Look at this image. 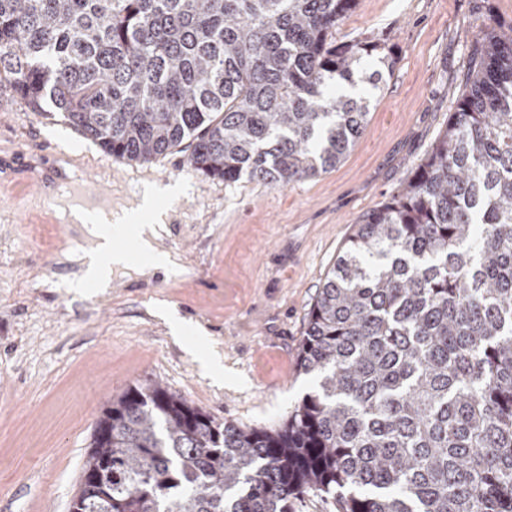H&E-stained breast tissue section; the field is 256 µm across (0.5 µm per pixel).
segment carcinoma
<instances>
[{"mask_svg":"<svg viewBox=\"0 0 512 512\" xmlns=\"http://www.w3.org/2000/svg\"><path fill=\"white\" fill-rule=\"evenodd\" d=\"M356 0H0V95L104 152L190 150L201 175L287 186L340 164L392 71L336 43ZM316 378L277 429L158 382L99 417L69 512H512V30L487 26L448 123L362 216L309 311ZM293 512H340V508L333 497L309 492L294 503Z\"/></svg>","mask_w":512,"mask_h":512,"instance_id":"cac0c4a2","label":"carcinoma"}]
</instances>
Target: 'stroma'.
<instances>
[{"label": "stroma", "instance_id": "obj_1", "mask_svg": "<svg viewBox=\"0 0 512 512\" xmlns=\"http://www.w3.org/2000/svg\"><path fill=\"white\" fill-rule=\"evenodd\" d=\"M491 23L512 26V0H357L337 41L390 35L396 66L343 162L284 188L206 178L183 152L130 163L60 114L0 112V512H67L102 409L136 383L241 427L281 424L314 385L298 354L319 284L429 150ZM148 183L180 188L154 242L172 264L136 273L135 238L116 235L132 269L78 290L90 236L71 206L99 193L118 217ZM169 310L206 337L172 336ZM209 352L219 375L196 359Z\"/></svg>", "mask_w": 512, "mask_h": 512}]
</instances>
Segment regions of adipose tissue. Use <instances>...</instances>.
I'll return each instance as SVG.
<instances>
[{
  "instance_id": "adipose-tissue-1",
  "label": "adipose tissue",
  "mask_w": 512,
  "mask_h": 512,
  "mask_svg": "<svg viewBox=\"0 0 512 512\" xmlns=\"http://www.w3.org/2000/svg\"><path fill=\"white\" fill-rule=\"evenodd\" d=\"M164 194V188L146 186L138 207L122 217L123 223L133 231L148 265L154 268L170 262L168 256L155 253L153 248V241L157 236L156 226L163 221L160 200ZM78 220L88 226L92 237V245L83 256L82 278L84 282L97 287H107L114 271L128 268L129 257L124 251L114 248L111 237L103 231L102 226L107 222L105 216L84 213L79 215Z\"/></svg>"
}]
</instances>
